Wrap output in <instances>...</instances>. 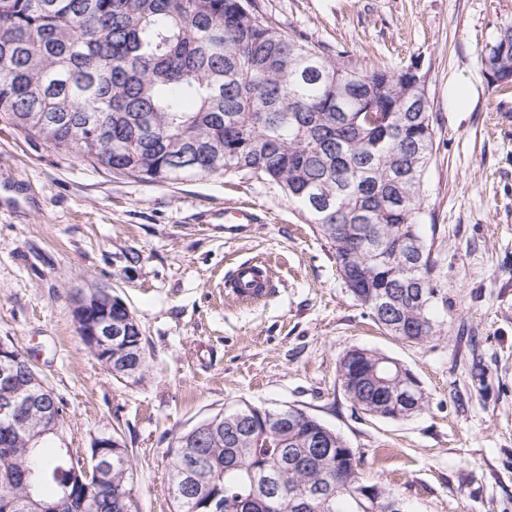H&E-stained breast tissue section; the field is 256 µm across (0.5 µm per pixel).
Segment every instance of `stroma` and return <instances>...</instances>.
I'll list each match as a JSON object with an SVG mask.
<instances>
[{
  "label": "stroma",
  "instance_id": "obj_1",
  "mask_svg": "<svg viewBox=\"0 0 512 512\" xmlns=\"http://www.w3.org/2000/svg\"><path fill=\"white\" fill-rule=\"evenodd\" d=\"M272 25L360 68L419 67L434 155L424 223L437 227L445 338L386 334L351 295L331 245L275 182L228 172L145 182L53 149L0 119V340L29 357L63 409L64 447L123 442L137 512H173L176 435L242 403L295 407L334 429L371 482L411 512H512V89L478 58L512 0H257ZM248 207L255 224H216ZM268 265L272 291L235 304L226 280ZM107 290L137 319L151 368L118 380L80 343L75 291ZM361 347L418 379L427 406L381 419L338 379Z\"/></svg>",
  "mask_w": 512,
  "mask_h": 512
}]
</instances>
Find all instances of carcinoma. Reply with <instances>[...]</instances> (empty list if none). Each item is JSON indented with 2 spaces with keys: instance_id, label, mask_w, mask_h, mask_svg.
I'll return each instance as SVG.
<instances>
[{
  "instance_id": "carcinoma-1",
  "label": "carcinoma",
  "mask_w": 512,
  "mask_h": 512,
  "mask_svg": "<svg viewBox=\"0 0 512 512\" xmlns=\"http://www.w3.org/2000/svg\"><path fill=\"white\" fill-rule=\"evenodd\" d=\"M486 72H512V23L480 52ZM407 70L363 69L272 26L249 0H0V117L56 150L164 182L245 171L277 183L332 245L340 275L395 339L448 335L444 265L424 233V183L434 154L430 110L404 112L427 91ZM112 377L137 382L98 357ZM396 366L375 350L347 351L338 377L377 418L420 414L402 398ZM47 407L61 412L53 398ZM45 407V408H47ZM45 408L0 418V495L9 512H134L127 448H109L104 485L79 490L80 458L46 443ZM247 403L175 437L174 512H359L372 487L355 453L312 415ZM323 435L317 450L309 433Z\"/></svg>"
}]
</instances>
